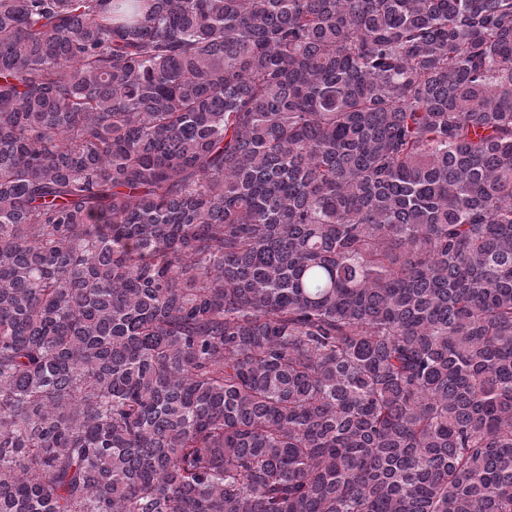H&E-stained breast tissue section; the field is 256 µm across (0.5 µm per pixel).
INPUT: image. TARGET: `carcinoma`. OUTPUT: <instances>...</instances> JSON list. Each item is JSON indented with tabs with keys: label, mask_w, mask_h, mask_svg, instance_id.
I'll return each instance as SVG.
<instances>
[{
	"label": "carcinoma",
	"mask_w": 512,
	"mask_h": 512,
	"mask_svg": "<svg viewBox=\"0 0 512 512\" xmlns=\"http://www.w3.org/2000/svg\"><path fill=\"white\" fill-rule=\"evenodd\" d=\"M0 512H512V0H0Z\"/></svg>",
	"instance_id": "1"
}]
</instances>
